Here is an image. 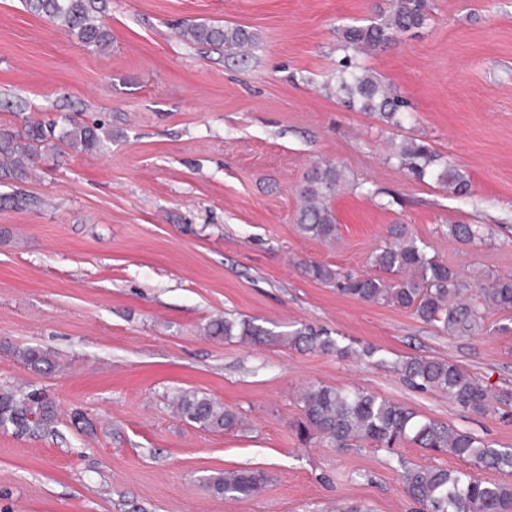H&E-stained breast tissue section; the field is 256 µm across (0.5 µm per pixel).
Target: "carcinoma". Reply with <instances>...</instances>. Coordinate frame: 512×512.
<instances>
[{
    "label": "carcinoma",
    "mask_w": 512,
    "mask_h": 512,
    "mask_svg": "<svg viewBox=\"0 0 512 512\" xmlns=\"http://www.w3.org/2000/svg\"><path fill=\"white\" fill-rule=\"evenodd\" d=\"M27 8L49 18L67 36L82 46L104 53L112 46V32L103 22L107 0H25ZM429 0H391L387 10L368 25L338 29L341 48L346 52L336 72L337 89L351 106L371 112L398 127L405 102L395 96L373 72L357 61L359 54L377 51L395 43L401 34L423 28L429 21ZM180 36L189 46L207 47L234 56L256 44L254 34L238 25L187 23ZM52 121L26 120L18 128L0 129V182L26 183L36 176V161L42 152L65 149L101 152L112 141V133L102 122L84 123L71 115ZM399 165L419 179L430 177L454 195L468 194L470 181L460 168L440 162L430 148L414 139H404L394 147ZM344 173L333 163L314 166L299 190L297 223L301 231L322 242L336 239L337 224L330 201ZM391 241L378 247L372 262L395 276L346 274L311 263L305 272L312 279L330 284L361 301L407 309L420 321L454 336H483L507 332L505 324H486L491 311H512V276L498 277L474 290L456 270L427 252V245L409 234L403 224H392ZM448 238L470 244L481 238L474 224L448 225ZM208 336L238 338L254 344L280 342L300 350L349 355V349L331 336L307 328L285 334L275 333L252 321L239 323L224 318L210 320L204 327ZM32 372L45 375L63 366L37 346L13 350ZM411 386L433 390L464 411L484 416L496 409L500 418L512 419V391L497 394L480 379L445 360L425 356L408 357L393 365ZM303 420L297 425L300 437L318 439L336 448L373 444L395 456L396 471L406 496L418 505V512H512V482L488 481L483 470L512 474V448H497L474 433L455 430L448 424L425 419L413 408L391 402L359 389L311 385L300 397ZM175 413L198 427L221 432L243 424L242 416L224 403L199 391L178 389L170 397ZM57 410L51 399L38 389L0 388V431L42 439L55 434ZM411 442L435 454H448L474 466L472 471H454L440 466H423L408 461L400 452ZM267 483L262 472L225 471L205 478V486L215 495L243 500L260 493Z\"/></svg>",
    "instance_id": "obj_1"
}]
</instances>
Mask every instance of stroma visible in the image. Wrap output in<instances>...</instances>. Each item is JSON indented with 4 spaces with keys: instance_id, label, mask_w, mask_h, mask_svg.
Returning <instances> with one entry per match:
<instances>
[{
    "instance_id": "stroma-1",
    "label": "stroma",
    "mask_w": 512,
    "mask_h": 512,
    "mask_svg": "<svg viewBox=\"0 0 512 512\" xmlns=\"http://www.w3.org/2000/svg\"><path fill=\"white\" fill-rule=\"evenodd\" d=\"M430 3L425 28L360 58L406 101L413 118L396 129L349 108L335 82L337 26L366 23L386 0H109L104 54L0 0V101L112 125L104 153L48 151L35 180L0 184V387L35 383L58 409L55 435L0 431V512H416L385 450L300 441L298 396L312 384L512 447V422L464 412L392 368L440 358L512 389V331L453 336L305 273L317 262L376 275L372 252L403 224L456 270L512 274V0ZM184 21L240 25L257 44L233 57L192 48L177 35ZM404 139L465 171L470 194L400 168L392 148ZM325 161L345 175L332 242L296 220L302 179ZM22 192L40 206H10ZM457 223L489 236L453 242ZM218 315L276 332L304 324L351 353L204 335ZM368 344L378 362L357 358ZM26 345L63 371L28 370L11 353ZM177 387L221 400L245 427L179 419L167 407ZM239 468L268 475L259 497L202 488Z\"/></svg>"
}]
</instances>
